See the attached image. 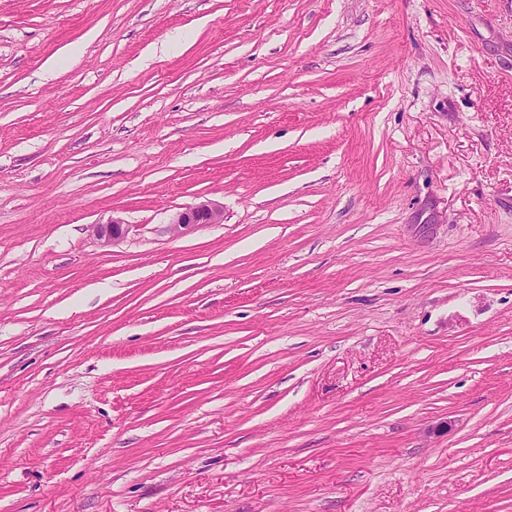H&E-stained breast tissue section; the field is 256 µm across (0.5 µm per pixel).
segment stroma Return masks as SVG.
<instances>
[{
  "instance_id": "stroma-1",
  "label": "stroma",
  "mask_w": 512,
  "mask_h": 512,
  "mask_svg": "<svg viewBox=\"0 0 512 512\" xmlns=\"http://www.w3.org/2000/svg\"><path fill=\"white\" fill-rule=\"evenodd\" d=\"M0 512H512V0H0ZM224 221V206L212 200H203L176 212L169 222V230L186 234L202 224H220ZM131 229V224H126L120 217L114 215L101 224L93 225V233L104 245H112L125 238Z\"/></svg>"
}]
</instances>
